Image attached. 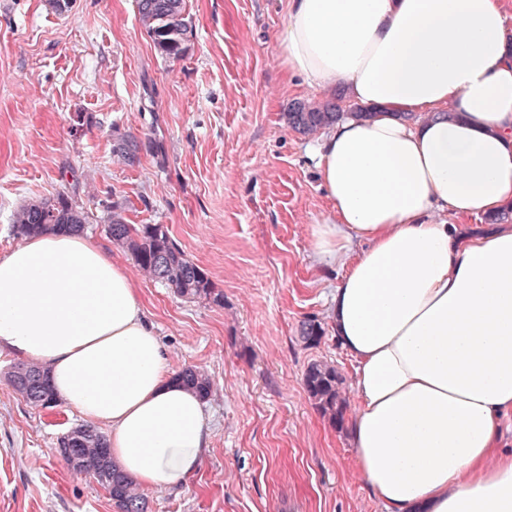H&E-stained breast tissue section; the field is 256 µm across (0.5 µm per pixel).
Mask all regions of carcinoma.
I'll list each match as a JSON object with an SVG mask.
<instances>
[{
  "mask_svg": "<svg viewBox=\"0 0 512 512\" xmlns=\"http://www.w3.org/2000/svg\"><path fill=\"white\" fill-rule=\"evenodd\" d=\"M136 6L138 19L155 47L168 58L182 57L186 51L187 34L185 0H136ZM350 114L358 118L370 116L368 110L359 106L353 107L349 114L343 112L339 104L331 100H295L285 109L288 126L302 135L314 134ZM140 150V142L129 136L116 138L112 145V152L129 163L138 160ZM99 222L105 224L110 241L123 248L134 265L149 278L173 289L182 298L224 304L223 291L216 288L207 272L171 239L164 225L130 224L116 204L99 218ZM88 223L89 213L63 194L21 205L12 216L13 231L18 236L48 232L81 233ZM325 334L318 320L308 318L302 322L301 338L306 345H319ZM7 380L32 407L52 410L62 405V400L50 388L48 371L36 363H15L8 372ZM175 380L197 391L203 399L211 394V379L193 365L181 368L175 373ZM303 383L321 413L329 416L333 424L341 423L345 407V403L340 401L343 378L336 367L314 361L308 364ZM71 433L69 447L78 449L72 470L101 485L120 512H147V500L139 484L112 460L105 433L88 424L74 428Z\"/></svg>",
  "mask_w": 512,
  "mask_h": 512,
  "instance_id": "1",
  "label": "carcinoma"
}]
</instances>
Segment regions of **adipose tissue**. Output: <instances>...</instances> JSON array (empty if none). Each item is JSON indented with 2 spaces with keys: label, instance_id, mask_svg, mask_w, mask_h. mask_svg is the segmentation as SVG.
<instances>
[{
  "label": "adipose tissue",
  "instance_id": "adipose-tissue-1",
  "mask_svg": "<svg viewBox=\"0 0 512 512\" xmlns=\"http://www.w3.org/2000/svg\"><path fill=\"white\" fill-rule=\"evenodd\" d=\"M281 48L289 74L377 110L322 137L336 220L310 230L315 264L342 270L355 466L385 512H512V225L472 224L512 204V21L499 0H288ZM2 350L108 426L141 486L182 485L210 445L135 279L85 236L0 257Z\"/></svg>",
  "mask_w": 512,
  "mask_h": 512
}]
</instances>
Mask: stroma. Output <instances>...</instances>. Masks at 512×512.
Here are the masks:
<instances>
[{
  "mask_svg": "<svg viewBox=\"0 0 512 512\" xmlns=\"http://www.w3.org/2000/svg\"><path fill=\"white\" fill-rule=\"evenodd\" d=\"M287 0H186V52L167 58L135 0H0V254L18 244L22 204L64 194L89 214L115 203L131 224H162L224 293L189 302L134 272L171 371L202 367L210 447L180 487L145 489L149 512H384L345 429L309 398L310 362L355 366L330 334L337 272L315 274L310 227L334 213L311 158L318 135L292 131L289 101L326 92L282 64ZM141 143L128 164L112 152ZM327 333L305 347V319ZM0 354V512H119L54 454L82 423L30 407Z\"/></svg>",
  "mask_w": 512,
  "mask_h": 512,
  "instance_id": "stroma-1",
  "label": "stroma"
}]
</instances>
